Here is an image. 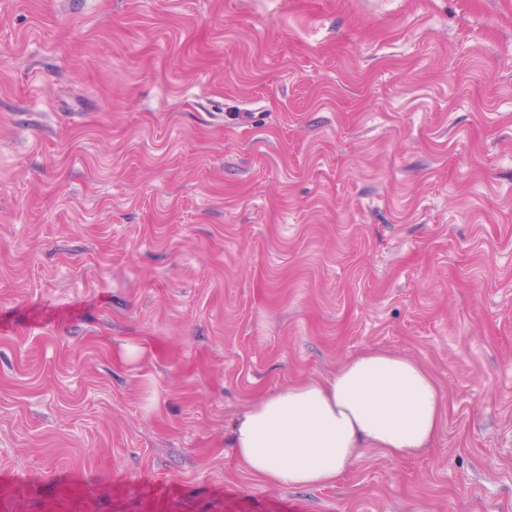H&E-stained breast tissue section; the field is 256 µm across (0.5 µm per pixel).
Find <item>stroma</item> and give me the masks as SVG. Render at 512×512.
Returning <instances> with one entry per match:
<instances>
[{
    "instance_id": "stroma-1",
    "label": "stroma",
    "mask_w": 512,
    "mask_h": 512,
    "mask_svg": "<svg viewBox=\"0 0 512 512\" xmlns=\"http://www.w3.org/2000/svg\"><path fill=\"white\" fill-rule=\"evenodd\" d=\"M368 348L431 448L239 466ZM0 512H512V0H0Z\"/></svg>"
}]
</instances>
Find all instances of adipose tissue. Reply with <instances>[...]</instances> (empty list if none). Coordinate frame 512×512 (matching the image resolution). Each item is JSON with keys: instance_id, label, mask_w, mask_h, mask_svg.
I'll return each instance as SVG.
<instances>
[{"instance_id": "ef3b65f1", "label": "adipose tissue", "mask_w": 512, "mask_h": 512, "mask_svg": "<svg viewBox=\"0 0 512 512\" xmlns=\"http://www.w3.org/2000/svg\"><path fill=\"white\" fill-rule=\"evenodd\" d=\"M446 409L434 374L396 352L367 349L327 379L256 399L232 430L240 466L272 486H325L360 449L405 459L430 446Z\"/></svg>"}]
</instances>
